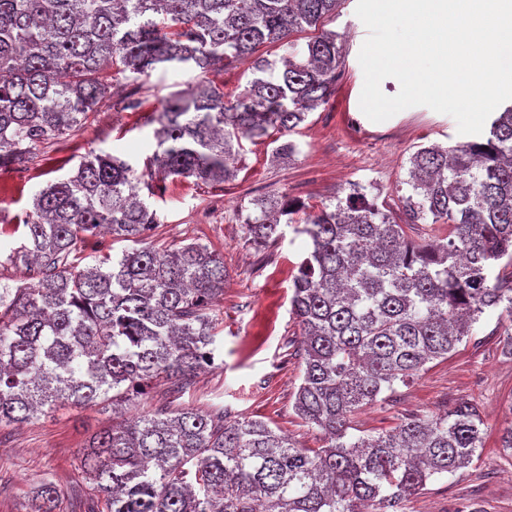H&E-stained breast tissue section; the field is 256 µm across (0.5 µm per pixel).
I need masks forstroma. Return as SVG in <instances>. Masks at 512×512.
<instances>
[{
  "label": "stroma",
  "instance_id": "obj_1",
  "mask_svg": "<svg viewBox=\"0 0 512 512\" xmlns=\"http://www.w3.org/2000/svg\"><path fill=\"white\" fill-rule=\"evenodd\" d=\"M357 0H341L325 29L345 40L336 95L310 112L290 139L299 150L290 162L277 161L264 142L245 143L235 180L203 185L191 180H155L149 203L162 218L156 246L198 241L224 256L227 282L216 307L221 361L177 390L154 385L140 401L145 411L191 406L228 419L250 416L280 430L301 448L322 447L323 437L298 417L295 394L303 364L297 354L300 327L290 312L292 280L306 247L305 235L285 226L277 244L258 248L246 240L242 210L251 199L285 193L320 206L352 184L393 217H400L398 187L407 177L409 157L419 145L445 147L465 142L453 117L426 106L407 108L388 120L370 121L359 106L364 75L358 61L367 30L355 14ZM197 70L161 67L147 83L117 75L122 94L139 92L142 111L102 108L66 140L40 146L26 169L9 172L0 195V284L16 286L30 277L23 265L7 263L3 253L20 244L22 220L33 196L46 182L69 175L91 150L117 155L144 171L156 148L155 124L148 115L170 93L200 79ZM512 322L497 312L483 316L470 340L443 362L427 364L411 383L354 417L361 435L394 428L409 416H426L466 401L474 405L487 432L486 446L454 475L429 483L406 503L404 512H512V453L499 439L512 428V356L502 340ZM112 408L63 406L20 425L0 426V512H31L32 496L45 480L61 490L56 512H84L95 492L80 469L81 450L90 437L111 426Z\"/></svg>",
  "mask_w": 512,
  "mask_h": 512
}]
</instances>
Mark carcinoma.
<instances>
[{"label":"carcinoma","instance_id":"cac0c4a2","mask_svg":"<svg viewBox=\"0 0 512 512\" xmlns=\"http://www.w3.org/2000/svg\"><path fill=\"white\" fill-rule=\"evenodd\" d=\"M340 0H0V171L23 167L41 145L81 128L110 102L112 71L148 79L160 65L197 68L253 59L254 77L233 100L200 81L158 112L154 174L223 183L242 141L281 138L328 103L338 77L339 35L303 46L293 35L336 14ZM263 44L285 50L253 58ZM402 181L403 223L367 187L303 219L308 247L293 280L304 371L296 413L323 435L297 447L260 419L227 421L192 408L126 418L96 433L81 468L106 512H402L427 483L469 465L484 422L460 402L390 431L357 436L353 416L446 360L480 318L512 319V105L493 113L482 139L420 146ZM128 161L89 152L75 171L40 188L23 220L25 241L6 261L34 268L27 285L0 288V425L57 406L112 403L116 413L152 385H188L215 365L224 256L190 242L159 249L161 224L140 198L153 185ZM248 241L267 246L304 205L272 194L253 201ZM429 224L432 240L407 230ZM106 231L135 244L114 256ZM60 489L41 484L32 512H55Z\"/></svg>","mask_w":512,"mask_h":512}]
</instances>
